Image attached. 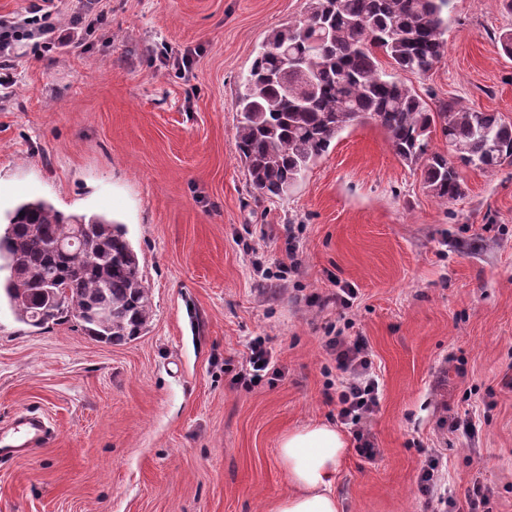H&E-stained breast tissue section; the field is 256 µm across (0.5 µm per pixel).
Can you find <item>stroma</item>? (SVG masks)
I'll list each match as a JSON object with an SVG mask.
<instances>
[{"label":"stroma","instance_id":"35a3bbf8","mask_svg":"<svg viewBox=\"0 0 512 512\" xmlns=\"http://www.w3.org/2000/svg\"><path fill=\"white\" fill-rule=\"evenodd\" d=\"M90 6L105 21L82 46L43 51L37 30L0 67V217L39 198L124 224L153 317L111 345L74 320L31 327L0 297V422L36 409L56 430L0 463V512H266L288 490L281 437L312 421L348 442L340 512H432L418 476L436 448L458 512L477 483L485 512H512V166L464 170L446 204L364 125L287 197L261 196L236 91L306 0H50L47 22ZM510 28L499 0H451L440 62L401 79L512 121ZM187 48L189 70L166 63ZM337 334L372 352L373 462L336 417ZM258 336L281 374L246 390L224 366Z\"/></svg>","mask_w":512,"mask_h":512}]
</instances>
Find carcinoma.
<instances>
[{
  "mask_svg": "<svg viewBox=\"0 0 512 512\" xmlns=\"http://www.w3.org/2000/svg\"><path fill=\"white\" fill-rule=\"evenodd\" d=\"M450 2L307 0L303 18L269 30L237 93L235 138L251 186L264 196H288L342 131L367 123L386 133L444 203L465 195L462 169L512 165V122L452 102L432 107L399 78L425 75L442 58ZM327 29L331 36L321 38ZM285 51L300 57L303 69L285 71ZM437 131L443 153L432 148ZM73 224L86 225L91 246L66 257L53 244ZM3 269L9 302L29 326L74 319L94 340L121 344L153 317L138 253L123 225L103 216L65 215L41 199L21 202L0 233Z\"/></svg>",
  "mask_w": 512,
  "mask_h": 512,
  "instance_id": "1",
  "label": "carcinoma"
}]
</instances>
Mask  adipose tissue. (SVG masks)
Segmentation results:
<instances>
[{"instance_id": "obj_1", "label": "adipose tissue", "mask_w": 512, "mask_h": 512, "mask_svg": "<svg viewBox=\"0 0 512 512\" xmlns=\"http://www.w3.org/2000/svg\"><path fill=\"white\" fill-rule=\"evenodd\" d=\"M345 451L343 434L327 423L285 434L278 459L290 490L272 501L267 512H339L334 475Z\"/></svg>"}]
</instances>
